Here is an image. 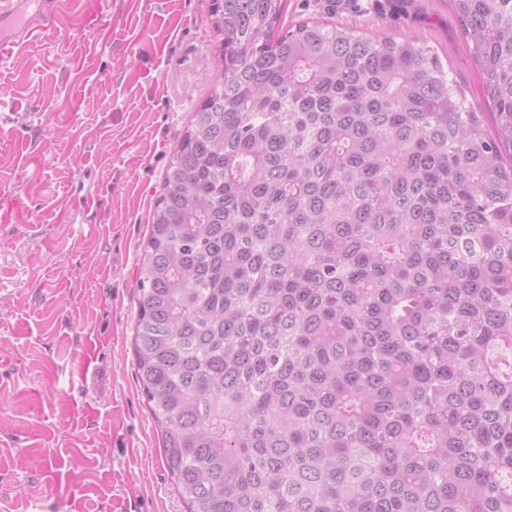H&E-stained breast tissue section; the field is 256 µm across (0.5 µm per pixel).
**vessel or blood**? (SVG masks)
Instances as JSON below:
<instances>
[{
	"instance_id": "b4317fda",
	"label": "vessel or blood",
	"mask_w": 512,
	"mask_h": 512,
	"mask_svg": "<svg viewBox=\"0 0 512 512\" xmlns=\"http://www.w3.org/2000/svg\"><path fill=\"white\" fill-rule=\"evenodd\" d=\"M70 0H0V60L56 31Z\"/></svg>"
}]
</instances>
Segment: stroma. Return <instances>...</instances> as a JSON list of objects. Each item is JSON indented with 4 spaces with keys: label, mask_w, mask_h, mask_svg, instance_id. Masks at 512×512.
I'll return each mask as SVG.
<instances>
[{
    "label": "stroma",
    "mask_w": 512,
    "mask_h": 512,
    "mask_svg": "<svg viewBox=\"0 0 512 512\" xmlns=\"http://www.w3.org/2000/svg\"><path fill=\"white\" fill-rule=\"evenodd\" d=\"M0 63V512H186L132 350L141 243L217 76L211 0H98ZM417 38L481 106L450 0H288Z\"/></svg>",
    "instance_id": "stroma-1"
}]
</instances>
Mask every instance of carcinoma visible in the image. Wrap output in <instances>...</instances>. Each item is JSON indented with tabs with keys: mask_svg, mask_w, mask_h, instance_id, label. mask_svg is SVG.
I'll use <instances>...</instances> for the list:
<instances>
[{
	"mask_svg": "<svg viewBox=\"0 0 512 512\" xmlns=\"http://www.w3.org/2000/svg\"><path fill=\"white\" fill-rule=\"evenodd\" d=\"M211 0L220 78L142 242L137 376L187 512H512V0L434 50Z\"/></svg>",
	"mask_w": 512,
	"mask_h": 512,
	"instance_id": "obj_1",
	"label": "carcinoma"
}]
</instances>
